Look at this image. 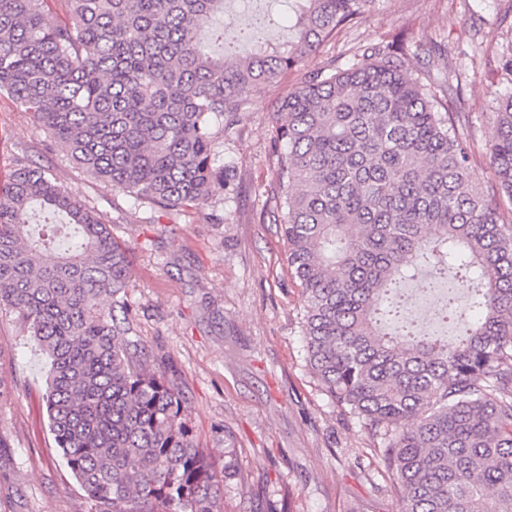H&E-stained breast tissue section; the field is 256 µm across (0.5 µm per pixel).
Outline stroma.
<instances>
[{"label":"stroma","mask_w":512,"mask_h":512,"mask_svg":"<svg viewBox=\"0 0 512 512\" xmlns=\"http://www.w3.org/2000/svg\"><path fill=\"white\" fill-rule=\"evenodd\" d=\"M402 38L440 45L413 61L415 76L459 72L453 105L464 112L471 166L483 188L497 178L488 126L512 93L502 57L512 49V0H376L361 22L299 69L254 96L220 152L236 189L215 185L209 206L171 215L87 177L0 94V190L16 160L50 168L89 199L130 249L125 302L129 339L146 349L186 398V421L216 471L224 437L237 442L240 480L224 487V512H399V497L374 457L377 439L324 395L305 366L302 294L276 224L272 116L310 71L344 67L353 52ZM46 355L0 310V512H91L50 432L42 395Z\"/></svg>","instance_id":"35a3bbf8"}]
</instances>
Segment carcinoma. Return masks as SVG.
<instances>
[{
    "mask_svg": "<svg viewBox=\"0 0 512 512\" xmlns=\"http://www.w3.org/2000/svg\"><path fill=\"white\" fill-rule=\"evenodd\" d=\"M0 0V93L78 169L163 210L202 209L227 184L218 145L251 96L300 67L375 0H294L287 42L251 20L240 56L201 17L224 0ZM402 42L305 76L274 126L277 201L303 298L306 367L324 394L380 438L378 461L400 512H512V218L480 186L457 113L439 112L451 72L424 83ZM498 195L512 203V94L489 130ZM63 224L31 221L35 208ZM448 284L479 317L438 339L406 317L401 288ZM132 279L129 249L90 202L49 170L17 163L0 192V307L52 360L43 400L50 430L94 512H221L239 478L224 436V479L183 418L176 380L130 347L128 308L105 301Z\"/></svg>",
    "mask_w": 512,
    "mask_h": 512,
    "instance_id": "obj_1",
    "label": "carcinoma"
}]
</instances>
